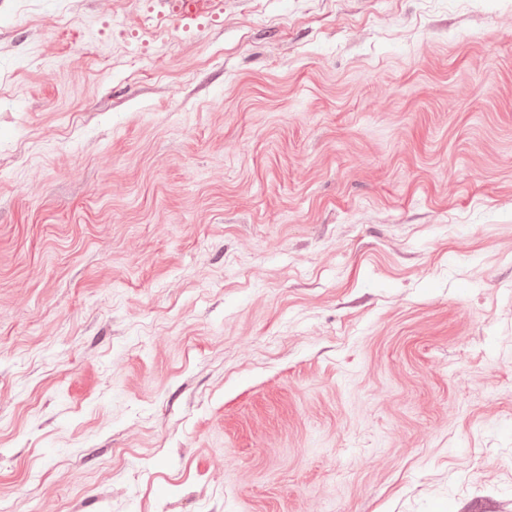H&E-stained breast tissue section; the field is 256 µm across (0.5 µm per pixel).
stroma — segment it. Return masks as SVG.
<instances>
[{"mask_svg": "<svg viewBox=\"0 0 512 512\" xmlns=\"http://www.w3.org/2000/svg\"><path fill=\"white\" fill-rule=\"evenodd\" d=\"M160 10L0 0V512H512V0Z\"/></svg>", "mask_w": 512, "mask_h": 512, "instance_id": "stroma-1", "label": "stroma"}]
</instances>
